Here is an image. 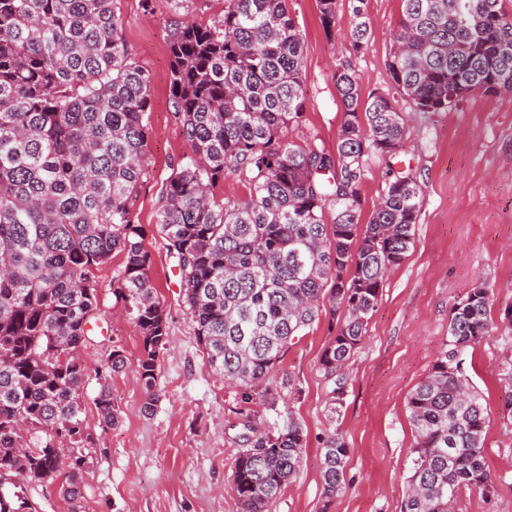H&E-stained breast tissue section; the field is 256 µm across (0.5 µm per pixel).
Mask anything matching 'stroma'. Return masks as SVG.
<instances>
[{"mask_svg": "<svg viewBox=\"0 0 512 512\" xmlns=\"http://www.w3.org/2000/svg\"><path fill=\"white\" fill-rule=\"evenodd\" d=\"M124 40L151 75L148 175L138 186L134 211L153 256L152 281L167 314L170 350L158 367L159 400L142 410L137 361L142 344L112 278L123 257L114 254L98 278L99 317L83 349L95 369L120 346L123 372L113 375L119 422L102 429L89 379L84 427L90 436L82 476L81 512H239L232 489L234 459L245 419L259 429L294 419L306 435L297 478L271 512H401L416 433L407 409L413 388L427 375L448 334L451 306L477 282L490 289L489 336L471 348L464 379L488 414L484 456L493 478L490 493L464 489L456 512H512V420L502 397L512 389V90L479 93L445 112L399 108L411 132L395 168L371 162L361 187L362 213L370 215L393 169L412 170L419 186L415 241L389 274L368 333L346 368L348 384L339 415L328 408L320 355L336 325L330 309L270 374L274 408L242 403L237 390L215 375L183 301L179 272L156 225L170 164L187 149L183 126L170 102L169 44L174 20L169 0H118ZM305 38L304 114L291 125L295 142L316 138L335 151L345 118L332 73L352 59L364 93L392 87L388 61L401 0H365L373 31L367 48L353 54L350 0H338L336 26L325 33L317 0H288ZM341 432L351 450L346 485L332 502L322 497L320 442Z\"/></svg>", "mask_w": 512, "mask_h": 512, "instance_id": "obj_1", "label": "stroma"}]
</instances>
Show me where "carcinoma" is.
<instances>
[{
	"label": "carcinoma",
	"mask_w": 512,
	"mask_h": 512,
	"mask_svg": "<svg viewBox=\"0 0 512 512\" xmlns=\"http://www.w3.org/2000/svg\"><path fill=\"white\" fill-rule=\"evenodd\" d=\"M116 2L0 0V512H38L22 485L59 479L77 512L87 448L80 350L97 319V272L116 252L113 293L142 341L143 411L159 399L167 316L132 212L148 171L151 77L123 39ZM286 2L228 0L208 25L174 20L171 105L188 151L166 179L157 226L208 364L245 403L269 396L270 373L323 301L341 312L320 357L334 414L387 275L414 244L420 187L396 172L361 221L368 163L396 159L408 127L390 92L362 96L349 60L332 77L345 112L336 151L288 139L307 91L305 40ZM352 2L356 56L372 30L364 0ZM402 2L388 71L417 111L512 89L503 0ZM318 3L329 33L337 0ZM229 176L247 198L218 193ZM489 313L480 282L451 307L444 348L409 394L416 446L402 512H455L461 488L493 487L487 414L463 379L467 351L494 327ZM125 367L117 348L96 370L104 430L118 423L109 380ZM243 427L233 488L241 512H269L302 467L306 436L291 418L272 431ZM349 453L337 431L321 439L327 505L346 483Z\"/></svg>",
	"instance_id": "obj_1"
}]
</instances>
